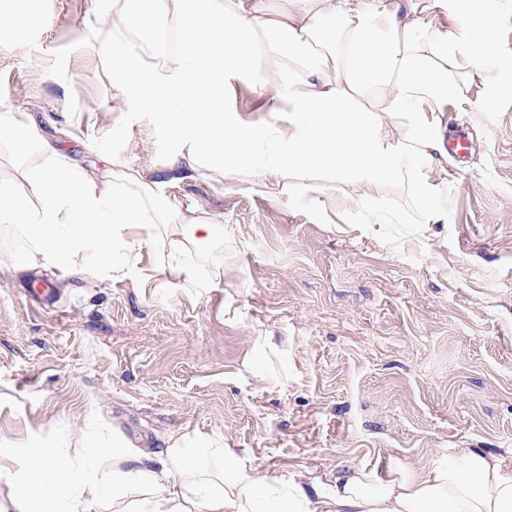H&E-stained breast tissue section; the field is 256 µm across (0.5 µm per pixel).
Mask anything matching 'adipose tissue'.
Listing matches in <instances>:
<instances>
[{
	"label": "adipose tissue",
	"mask_w": 512,
	"mask_h": 512,
	"mask_svg": "<svg viewBox=\"0 0 512 512\" xmlns=\"http://www.w3.org/2000/svg\"><path fill=\"white\" fill-rule=\"evenodd\" d=\"M242 13L236 0H109L91 49L108 62V87L140 90L163 118L169 149L153 178L111 166L88 168L52 144L35 118L0 113V145L13 168L0 172V224L29 241L11 258L14 270L53 267L66 275L90 257L111 272L126 270L160 237L166 267L191 276L182 257L220 229L166 201V187L197 177L250 171L258 180L288 174L290 193L311 202L322 190L312 175L339 181H403L421 223L448 211V187L429 167L445 153L433 115L459 94L451 77L465 58L484 80L492 109L512 94L493 41L494 8L475 0H436L457 10L455 31L431 27L409 11H371L356 0H308ZM174 33L169 54L149 35ZM250 80L260 94L287 103L281 125L248 124L224 108L229 79ZM410 130L397 138L393 118ZM166 461L152 468L124 453L112 487L140 491L137 512H512V464L477 448H455L447 461L413 473L400 463L375 480L352 466L333 476L309 474L285 483L244 464L238 449L204 435L172 438ZM14 512H98L99 486L57 454H39L11 500Z\"/></svg>",
	"instance_id": "ef3b65f1"
}]
</instances>
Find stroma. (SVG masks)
<instances>
[{
	"label": "stroma",
	"instance_id": "stroma-1",
	"mask_svg": "<svg viewBox=\"0 0 512 512\" xmlns=\"http://www.w3.org/2000/svg\"><path fill=\"white\" fill-rule=\"evenodd\" d=\"M106 0H35L0 36V106L28 112L84 163L151 176L170 146L163 120L108 91L85 18ZM456 77L439 113L472 142L437 159L448 221L423 224L400 182H327L316 203L282 175L199 178L170 201L224 226L192 277L159 265L162 239L124 276L89 267L18 272L26 245L0 224V512L33 456L52 450L99 475L134 445L157 465L170 438L229 440L247 464L284 481L348 466L387 477L454 448L512 461V97L485 111L483 81ZM224 106L271 120L270 96L231 81ZM401 224L371 225L368 205ZM270 337L262 370L246 368Z\"/></svg>",
	"mask_w": 512,
	"mask_h": 512
}]
</instances>
